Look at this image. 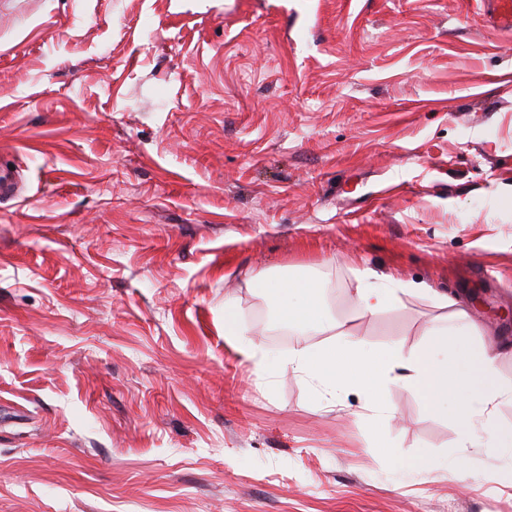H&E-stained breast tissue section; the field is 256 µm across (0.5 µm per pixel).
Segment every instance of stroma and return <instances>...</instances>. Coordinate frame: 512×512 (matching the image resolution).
Here are the masks:
<instances>
[{
	"label": "stroma",
	"mask_w": 512,
	"mask_h": 512,
	"mask_svg": "<svg viewBox=\"0 0 512 512\" xmlns=\"http://www.w3.org/2000/svg\"><path fill=\"white\" fill-rule=\"evenodd\" d=\"M0 512H512L451 409L282 372L246 275L458 298L512 387V36L479 0H0ZM235 308L259 369L224 338ZM466 455L465 470L454 462Z\"/></svg>",
	"instance_id": "stroma-1"
}]
</instances>
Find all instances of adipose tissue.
Wrapping results in <instances>:
<instances>
[{
	"label": "adipose tissue",
	"instance_id": "adipose-tissue-1",
	"mask_svg": "<svg viewBox=\"0 0 512 512\" xmlns=\"http://www.w3.org/2000/svg\"><path fill=\"white\" fill-rule=\"evenodd\" d=\"M354 279V303L362 314L373 315L405 296L423 294L444 316L429 326L421 346L373 348L347 320L325 314L319 301L323 285L318 279L260 277L255 285L275 302L283 324L299 331L335 334L326 345L289 353L283 369L309 377L329 395L356 379L367 382L374 392L389 383L419 388L431 406L454 405L462 427L461 447L496 448V432L483 417L499 399L512 398V388L496 383L495 357L473 345L471 338L478 329L467 310L454 307L447 294L425 284L407 283L367 267L356 269Z\"/></svg>",
	"mask_w": 512,
	"mask_h": 512
}]
</instances>
